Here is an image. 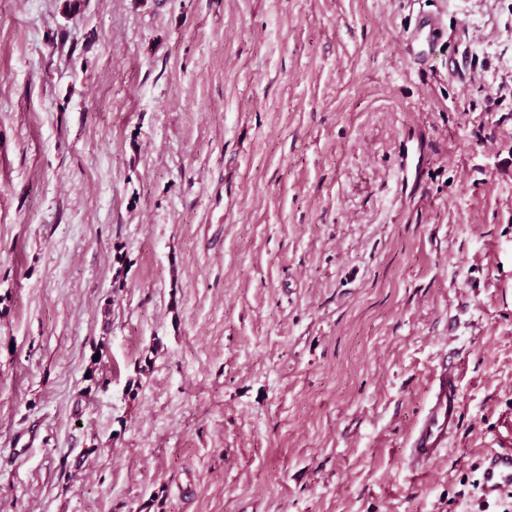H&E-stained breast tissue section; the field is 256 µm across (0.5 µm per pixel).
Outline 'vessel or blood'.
<instances>
[{
    "mask_svg": "<svg viewBox=\"0 0 512 512\" xmlns=\"http://www.w3.org/2000/svg\"><path fill=\"white\" fill-rule=\"evenodd\" d=\"M445 33L440 16L418 19L408 42L409 55L429 61ZM461 383L454 361L441 362L433 378L430 404L409 441L408 465L418 471L447 452L460 429ZM477 489L483 500H496L512 493V448L491 450L482 464Z\"/></svg>",
    "mask_w": 512,
    "mask_h": 512,
    "instance_id": "obj_1",
    "label": "vessel or blood"
}]
</instances>
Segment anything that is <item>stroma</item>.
Masks as SVG:
<instances>
[{
  "mask_svg": "<svg viewBox=\"0 0 512 512\" xmlns=\"http://www.w3.org/2000/svg\"><path fill=\"white\" fill-rule=\"evenodd\" d=\"M69 3L0 0V512H479L512 0ZM445 357L459 433L414 472ZM445 33L441 17L427 15L418 19L411 31L408 42L409 55L419 62H427L439 45H442Z\"/></svg>",
  "mask_w": 512,
  "mask_h": 512,
  "instance_id": "obj_1",
  "label": "stroma"
}]
</instances>
